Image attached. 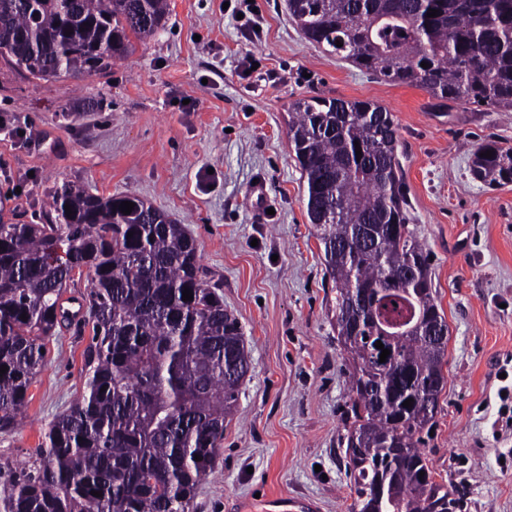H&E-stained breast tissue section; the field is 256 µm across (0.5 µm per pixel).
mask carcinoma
Returning <instances> with one entry per match:
<instances>
[{"label": "carcinoma", "instance_id": "carcinoma-1", "mask_svg": "<svg viewBox=\"0 0 512 512\" xmlns=\"http://www.w3.org/2000/svg\"><path fill=\"white\" fill-rule=\"evenodd\" d=\"M286 7L309 42L385 82L512 111V0H286ZM167 9V0H0V45L28 77L98 76L162 29ZM430 9L438 16H427ZM288 112L307 216L324 245L352 367L351 512H448V491L422 451L445 387L448 323L430 256L409 228L398 127L370 100L311 96ZM470 170L488 184H511L512 148L478 146ZM123 201L135 203L128 215ZM85 269L92 287L72 312L63 296ZM83 308L92 331L85 393L50 422L32 466L18 471L0 461V512H189L251 367L195 239L137 195L104 197L70 183L52 189L45 223H1L0 366L8 370L0 374V430L13 424L44 363L42 338ZM378 341L390 350L383 363ZM409 398L412 406H403Z\"/></svg>", "mask_w": 512, "mask_h": 512}]
</instances>
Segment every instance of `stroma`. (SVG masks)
Masks as SVG:
<instances>
[{"mask_svg":"<svg viewBox=\"0 0 512 512\" xmlns=\"http://www.w3.org/2000/svg\"><path fill=\"white\" fill-rule=\"evenodd\" d=\"M163 29L101 76L37 80L0 58V219L38 223L68 181L128 193L184 224L201 267L240 322L252 367L192 512L308 497L349 512L348 361L336 290L288 146V106L316 95L374 100L393 115L412 227L448 321L446 387L424 453L453 512H512V184L476 179L471 154L512 147V111L441 104L307 41L285 0H168ZM264 178L272 214L246 202ZM90 332L46 338L47 357L0 461L27 466L54 416L83 392Z\"/></svg>","mask_w":512,"mask_h":512,"instance_id":"35a3bbf8","label":"stroma"}]
</instances>
